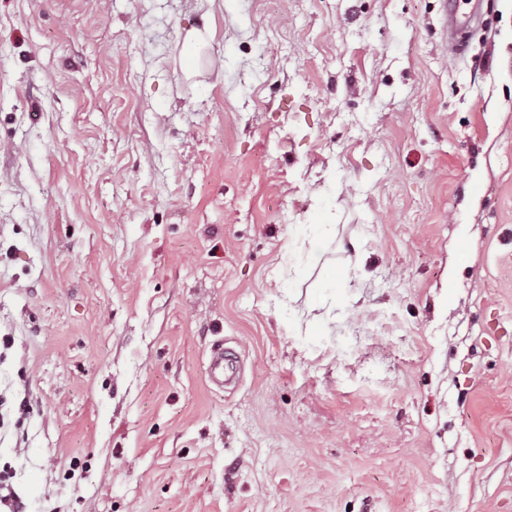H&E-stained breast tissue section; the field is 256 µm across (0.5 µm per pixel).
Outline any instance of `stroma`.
Listing matches in <instances>:
<instances>
[{
    "label": "stroma",
    "mask_w": 512,
    "mask_h": 512,
    "mask_svg": "<svg viewBox=\"0 0 512 512\" xmlns=\"http://www.w3.org/2000/svg\"><path fill=\"white\" fill-rule=\"evenodd\" d=\"M470 9L0 0L28 512H512V0L451 55ZM213 35L208 27L187 31L182 46V66L187 74L194 73L200 65L201 49L210 43ZM224 349L214 350L209 358V370L211 382L224 388V385H230L237 380V368L234 365V356L228 355Z\"/></svg>",
    "instance_id": "stroma-1"
}]
</instances>
